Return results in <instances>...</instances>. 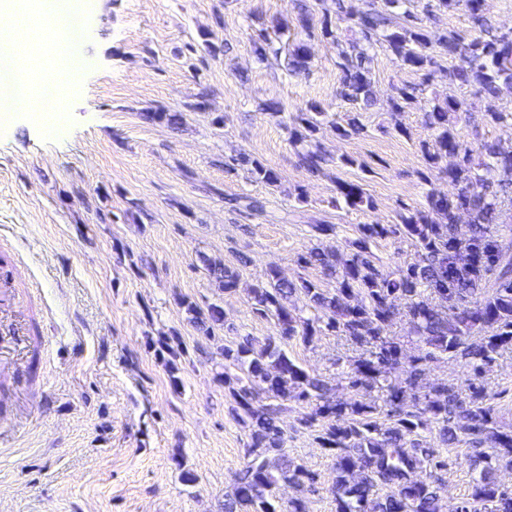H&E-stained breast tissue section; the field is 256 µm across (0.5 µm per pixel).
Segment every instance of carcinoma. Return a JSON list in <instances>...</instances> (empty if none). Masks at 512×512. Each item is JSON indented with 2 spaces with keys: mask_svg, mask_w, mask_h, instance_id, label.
<instances>
[{
  "mask_svg": "<svg viewBox=\"0 0 512 512\" xmlns=\"http://www.w3.org/2000/svg\"><path fill=\"white\" fill-rule=\"evenodd\" d=\"M349 9L345 0H321V14L308 0H295L294 21L305 37L288 45V72L309 69L307 40L323 38L340 45L339 96L352 106L374 101L369 49L380 42L400 66L423 72L429 81L444 74L448 84L470 87L476 97L497 100L512 89V35L493 27L484 13V0H431L427 14L463 9L469 34L454 30L434 34L409 9L408 0H362ZM353 22L358 38L341 44L336 20ZM261 57L278 55L266 30L253 39ZM450 59L458 60L453 67ZM418 102L417 87H395L389 112L395 128L405 132L398 116ZM324 111L312 103L288 127L291 142L302 146L301 165L312 174L324 173L329 159L317 145ZM468 104L449 95L424 113L431 131L422 144L430 167L451 156L448 180L458 186L449 196L430 192L421 208H403L397 224H362L357 236L342 245L314 246L298 257L303 267H318L336 280L325 291L299 276L286 279L270 269L265 283L250 288L254 311L275 318L278 338L256 345L247 338L236 347H223L224 384L233 398L235 415L250 428L248 460L233 476L225 495L224 512H279L272 491L283 482L296 495L284 512H308L303 493L315 480L312 472L288 458L281 416L303 403L309 411L297 418L317 443L335 454L336 512H443L432 469L443 467L436 450L426 446L420 432L436 430L442 444L462 441L473 449L472 464L481 476L463 497L458 512H512V491L498 485L493 472L512 469V432L500 430L493 394L472 382L468 394L454 386L419 384L430 364L447 354L459 358L479 377L503 350L512 346V253L505 251L494 231L503 208L512 206V146L457 129L467 121ZM490 125H512V105L485 112ZM339 136L363 132L358 113L335 126ZM255 181L274 186L277 173L252 161ZM336 190L350 207L374 208L360 184L338 181ZM469 217L460 223V213ZM403 235L412 240L416 258L385 274L372 250L379 238ZM200 260L219 290H236L239 275L218 258ZM302 294L319 316L303 318L288 306ZM191 321L204 329L224 325V310L184 300ZM417 337L418 354L405 357L399 338L387 335L397 320ZM339 334L349 345L365 350L349 361L343 374L352 397L341 400L329 382L307 373L288 357L282 345L299 337ZM232 366L238 374L232 375Z\"/></svg>",
  "mask_w": 512,
  "mask_h": 512,
  "instance_id": "1",
  "label": "carcinoma"
}]
</instances>
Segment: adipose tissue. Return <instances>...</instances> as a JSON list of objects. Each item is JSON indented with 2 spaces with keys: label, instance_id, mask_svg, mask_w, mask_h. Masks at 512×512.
Wrapping results in <instances>:
<instances>
[{
  "label": "adipose tissue",
  "instance_id": "ef3b65f1",
  "mask_svg": "<svg viewBox=\"0 0 512 512\" xmlns=\"http://www.w3.org/2000/svg\"><path fill=\"white\" fill-rule=\"evenodd\" d=\"M41 18L51 20L62 42L72 45L60 62L47 58L45 43L17 35L18 21ZM84 34V16L76 0H0L1 121L18 112L46 111L44 88L65 86L81 75Z\"/></svg>",
  "mask_w": 512,
  "mask_h": 512
}]
</instances>
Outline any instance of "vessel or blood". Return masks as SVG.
<instances>
[{
	"instance_id": "vessel-or-blood-1",
	"label": "vessel or blood",
	"mask_w": 512,
	"mask_h": 512,
	"mask_svg": "<svg viewBox=\"0 0 512 512\" xmlns=\"http://www.w3.org/2000/svg\"><path fill=\"white\" fill-rule=\"evenodd\" d=\"M25 261L14 251L10 262L0 264V375L19 372L36 351L47 348L50 337L32 339L27 322L38 288L21 289L19 283Z\"/></svg>"
}]
</instances>
